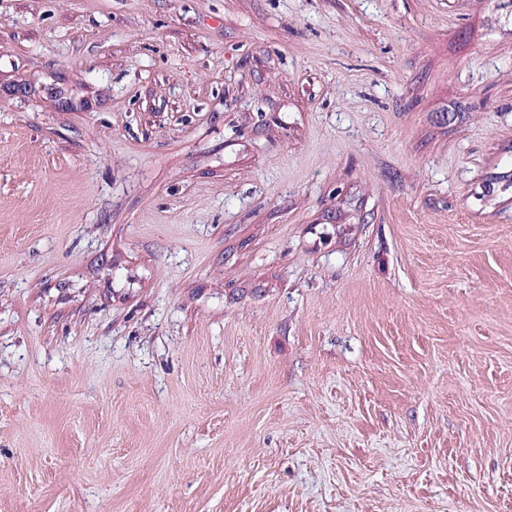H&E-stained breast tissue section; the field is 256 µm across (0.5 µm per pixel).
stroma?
I'll use <instances>...</instances> for the list:
<instances>
[{"instance_id":"35a3bbf8","label":"stroma","mask_w":512,"mask_h":512,"mask_svg":"<svg viewBox=\"0 0 512 512\" xmlns=\"http://www.w3.org/2000/svg\"><path fill=\"white\" fill-rule=\"evenodd\" d=\"M0 512H512V0H0Z\"/></svg>"}]
</instances>
